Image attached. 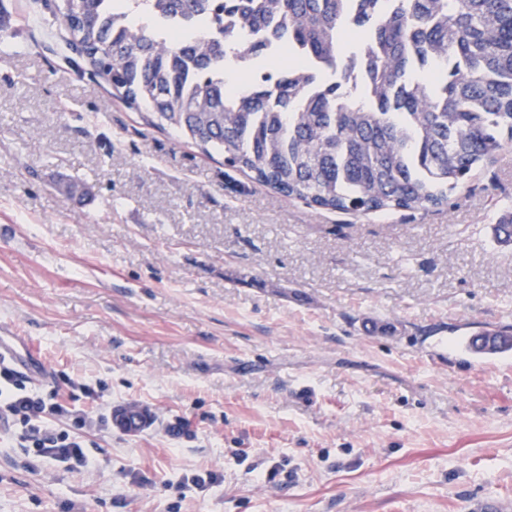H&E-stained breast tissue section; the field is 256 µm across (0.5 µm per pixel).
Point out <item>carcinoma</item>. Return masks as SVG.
<instances>
[{
	"label": "carcinoma",
	"mask_w": 512,
	"mask_h": 512,
	"mask_svg": "<svg viewBox=\"0 0 512 512\" xmlns=\"http://www.w3.org/2000/svg\"><path fill=\"white\" fill-rule=\"evenodd\" d=\"M63 0L68 45L153 126L282 195L354 216L448 197L512 135V0ZM374 48L340 41L346 4ZM239 19L240 33L224 28ZM288 40L283 56L243 33ZM369 79L312 89L354 57ZM276 74L226 86L227 60Z\"/></svg>",
	"instance_id": "carcinoma-1"
}]
</instances>
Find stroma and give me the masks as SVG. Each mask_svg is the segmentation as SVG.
<instances>
[{
  "label": "stroma",
  "instance_id": "stroma-1",
  "mask_svg": "<svg viewBox=\"0 0 512 512\" xmlns=\"http://www.w3.org/2000/svg\"><path fill=\"white\" fill-rule=\"evenodd\" d=\"M58 0H0V327L33 392L152 422L80 430L93 469L0 418V512H473L512 502V147L447 206L291 200L149 125L66 43ZM78 184L69 193V184ZM387 319L391 336H367ZM215 474V483L194 479Z\"/></svg>",
  "mask_w": 512,
  "mask_h": 512
}]
</instances>
